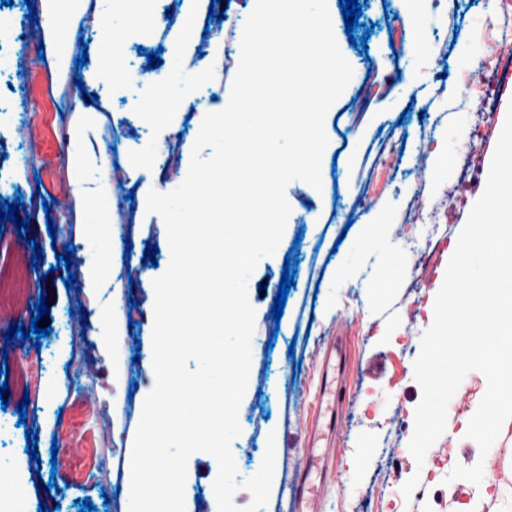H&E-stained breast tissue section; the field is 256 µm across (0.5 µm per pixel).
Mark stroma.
Masks as SVG:
<instances>
[{
  "instance_id": "obj_1",
  "label": "stroma",
  "mask_w": 512,
  "mask_h": 512,
  "mask_svg": "<svg viewBox=\"0 0 512 512\" xmlns=\"http://www.w3.org/2000/svg\"><path fill=\"white\" fill-rule=\"evenodd\" d=\"M340 0H327L333 33L353 76L325 118L329 144L321 163V189L301 180L286 188L291 212L273 256L260 260L248 281L255 310L251 342V383L239 408L240 435L232 443L236 484H244L262 462L268 438L276 440L275 480L291 477L295 450L311 434L317 363L336 337L351 357L349 396L333 462L334 486L321 493L319 512H385L381 491L397 492L418 477L416 495L402 512H512V421L497 439L502 487L496 497L473 498L466 481L418 471L398 456L414 430L422 389L408 368L430 325V303L441 288L458 236L486 184L492 157L512 109V60L502 61L489 84L494 106L478 109L460 93L468 69L459 63L464 45H476L486 18L512 34V5L495 0H421L423 25L404 23L400 0H358L361 25L346 34ZM66 24L53 30L27 17L24 0L0 5L14 25L13 67L0 73V208L24 203L30 221L18 229L0 222V383H7L8 406L0 410V471H14L30 507L46 512H81L91 502L96 512H125L131 494V456L143 401L154 384L152 282L168 269L171 252L162 217L142 205L149 191L171 192L187 174L192 149L206 113L226 106L225 91L238 70L241 35L256 0H154L149 36L123 49L128 72H146L147 56L162 61L178 56L183 69L205 67V83L191 91L173 120L151 125L138 112V87L116 90L102 57L95 22L108 0H60ZM195 35L184 39L185 19ZM366 37L353 47L352 37ZM223 52H215V39ZM390 43L386 62L367 49ZM41 44L45 59L30 78V47ZM87 55L82 68L63 67L60 53ZM418 71L415 84L406 75ZM97 95L96 130L89 155L108 151L112 165V243L107 267L96 268L86 194L72 184V113L80 93ZM42 112L38 132L30 130V104ZM470 116L469 133L480 145L470 155L446 137L456 115ZM157 142L160 151L142 166L131 157ZM443 155L450 169L438 189L422 191L430 156ZM393 211L390 232L379 236L375 251L357 252L365 285L336 288L332 280L344 256L354 250L359 226L379 203ZM429 243L425 265L410 267L384 287L375 281L381 266L402 253L407 240ZM159 248L156 262L144 259L147 246ZM41 255H34V247ZM70 261H61V254ZM297 272L281 319L272 308L284 263ZM50 298L49 336L40 342L4 340L8 327L27 325L39 296ZM134 300V327L119 337L128 358L120 384L112 382L110 347L104 335L111 305ZM437 447L452 461L478 463L466 431L486 393L481 372L471 371ZM100 397L124 403L120 417L92 424L84 440L53 449L61 422L79 423L82 400ZM29 398L26 416L18 405ZM37 434L38 448L27 437ZM369 437L376 456L364 468L352 460ZM217 462L205 452L190 456L185 485L186 512H212L211 485ZM55 479L49 490L40 482Z\"/></svg>"
}]
</instances>
